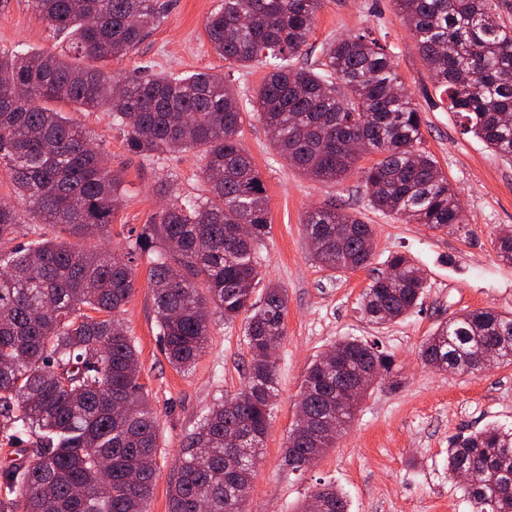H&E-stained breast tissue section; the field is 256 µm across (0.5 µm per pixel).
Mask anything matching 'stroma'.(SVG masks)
Wrapping results in <instances>:
<instances>
[{
	"instance_id": "35a3bbf8",
	"label": "stroma",
	"mask_w": 512,
	"mask_h": 512,
	"mask_svg": "<svg viewBox=\"0 0 512 512\" xmlns=\"http://www.w3.org/2000/svg\"><path fill=\"white\" fill-rule=\"evenodd\" d=\"M165 2L163 21L137 50L103 63V71L116 79L141 66L182 75L224 74L240 96H250L265 67L228 64L207 40L205 20L220 0ZM355 34L386 45L421 112L422 147L457 191L463 222L433 230L378 212L361 180L373 156H364L341 181L319 182L273 151L270 132L257 117L245 118L240 140L266 187L271 222L258 247L260 283L278 285L288 296L278 347V396L245 510L295 512L316 487L333 484L345 493L349 512H472L462 490L448 478V442L488 425L512 430V364L461 375L426 366L419 350L438 324L454 315L482 308L512 313V264L500 261L493 245L499 232L512 230V165L467 132L461 115L447 111L396 0H321L304 63L321 60L326 44ZM64 47L30 0H0V51L58 52ZM67 115L96 136L112 168L123 176L126 192L110 227L113 251L124 250L157 210L153 189L159 178L172 179L181 195L203 193L198 151L146 160L127 151L108 113L71 108ZM329 201L374 226L368 267L333 272L313 260L303 220L310 209ZM394 253L412 259L428 290L422 305L405 319L377 327L363 318L359 301ZM149 261L146 252L137 258L135 291L121 317L139 353L140 382L159 419L155 486L147 512H169L168 491L177 477L180 449L216 400L243 388L250 356L244 318L230 323L216 318L200 357L191 368L176 370L162 351ZM347 338L377 344L392 358L400 384L376 385L335 448L312 466L291 470L284 448L307 368Z\"/></svg>"
}]
</instances>
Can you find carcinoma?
Listing matches in <instances>:
<instances>
[{
  "label": "carcinoma",
  "mask_w": 512,
  "mask_h": 512,
  "mask_svg": "<svg viewBox=\"0 0 512 512\" xmlns=\"http://www.w3.org/2000/svg\"><path fill=\"white\" fill-rule=\"evenodd\" d=\"M65 52L0 53V163L36 224H22L0 204V439L21 445L37 436L28 461L0 465V512H146L153 490L158 419L139 382V356L119 318L135 290V256L152 251L148 271L154 311L169 363L186 370L208 340L210 314L231 322L246 314L250 354L244 387L216 403L191 434L169 489V512H243L277 396L270 339L284 334L287 295L276 286L254 298L256 245L269 234L267 195L240 143L243 114L254 112L271 145L296 170L319 181L350 174L362 141L377 160L364 170L373 209L444 229L462 223L458 194L435 158L420 149L421 112L401 90L390 56L355 35L323 51L324 61L297 66L320 0H222L206 23L214 52L231 65L261 63L267 73L239 97L224 76L154 73L122 80L91 65L128 54L163 18L158 0H31ZM420 54L447 96L448 110L500 159L512 162V27L497 0H397ZM108 112L127 150L144 158L201 152L205 194L181 197L164 177L155 193L166 205L118 256L81 246L104 238L125 193L121 173L92 147L87 132L46 103ZM240 224L251 226L243 238ZM60 228L58 241L44 226ZM303 234L312 258L330 270L372 263L371 224L334 204L308 212ZM21 236L30 240L13 245ZM512 263V232L494 240ZM361 298L365 319L384 325L422 302L426 280L405 255L385 261ZM400 271V279L388 270ZM512 363V316L475 309L440 323L420 348L442 370L484 368L483 353ZM353 373L391 372L376 345L334 347ZM323 353L309 366L308 423H295L285 446L288 467L336 447V414L351 423L369 387L336 407L344 381ZM481 474L464 488L472 512H512V432L488 426L448 445V476ZM326 512H347L333 485L313 492Z\"/></svg>",
  "instance_id": "cac0c4a2"
}]
</instances>
